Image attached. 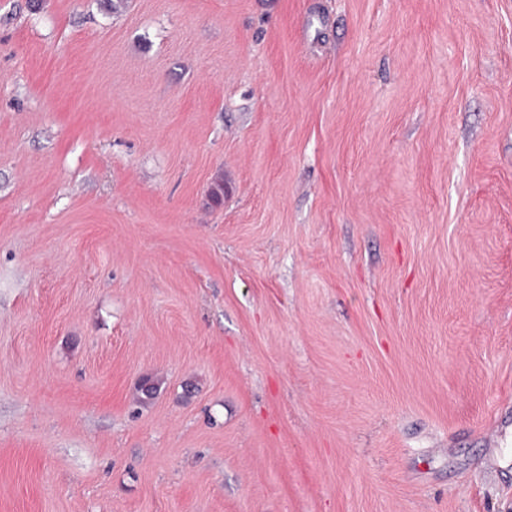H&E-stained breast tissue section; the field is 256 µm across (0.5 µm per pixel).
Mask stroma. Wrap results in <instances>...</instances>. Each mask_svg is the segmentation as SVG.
I'll list each match as a JSON object with an SVG mask.
<instances>
[{"mask_svg":"<svg viewBox=\"0 0 512 512\" xmlns=\"http://www.w3.org/2000/svg\"><path fill=\"white\" fill-rule=\"evenodd\" d=\"M0 512H512V0H0Z\"/></svg>","mask_w":512,"mask_h":512,"instance_id":"35a3bbf8","label":"stroma"}]
</instances>
